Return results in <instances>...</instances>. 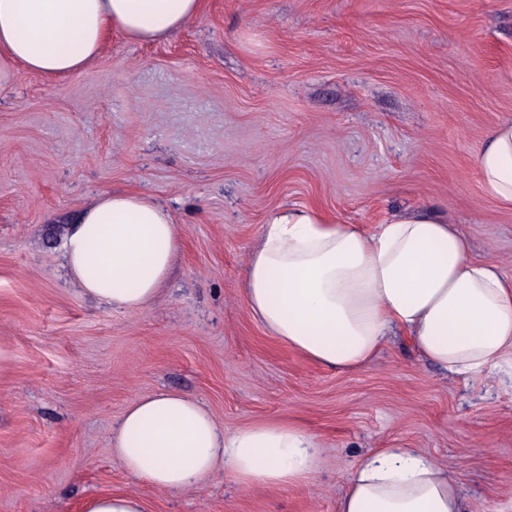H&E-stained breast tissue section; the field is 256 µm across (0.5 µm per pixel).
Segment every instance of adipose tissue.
Listing matches in <instances>:
<instances>
[{"label":"adipose tissue","mask_w":512,"mask_h":512,"mask_svg":"<svg viewBox=\"0 0 512 512\" xmlns=\"http://www.w3.org/2000/svg\"><path fill=\"white\" fill-rule=\"evenodd\" d=\"M200 10L201 0H0V85L19 65L79 74L112 31L155 42ZM474 160L486 194L512 205V121L490 132ZM179 246L165 208L112 191L69 224L62 252L86 295L142 310L160 295ZM244 300L270 335L323 366L363 368L395 327L452 374L512 366V279L473 259L468 238L431 213L396 214L369 232L312 208L280 210L249 255ZM112 452L131 475L166 491L199 485L219 467L245 486H302L321 462L320 443L301 425L259 422L229 433L199 403L165 390L128 404ZM346 483L337 512H464L457 480L398 443L362 456Z\"/></svg>","instance_id":"obj_1"}]
</instances>
